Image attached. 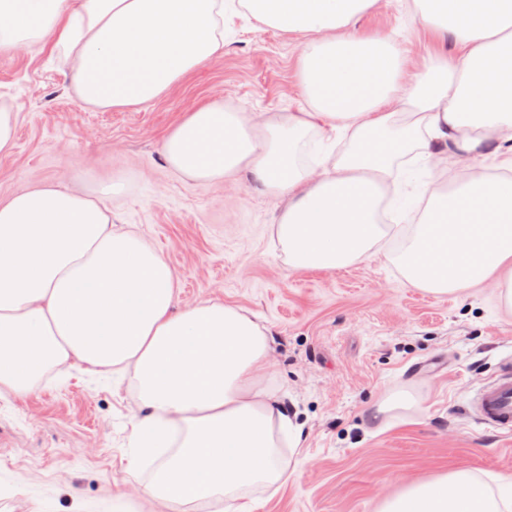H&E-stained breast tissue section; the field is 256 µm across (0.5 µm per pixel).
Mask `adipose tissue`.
Returning a JSON list of instances; mask_svg holds the SVG:
<instances>
[{
	"mask_svg": "<svg viewBox=\"0 0 512 512\" xmlns=\"http://www.w3.org/2000/svg\"><path fill=\"white\" fill-rule=\"evenodd\" d=\"M377 0H0V52L67 48L75 90L94 107L154 100L223 54L239 14L302 36V102L258 118L211 101L164 138L174 174L197 184L246 175L280 208L274 253L294 269L336 270L383 252L398 176L430 164L408 245L392 261L443 295L486 283L512 312V0H408L412 18L460 46L410 66L395 34L356 29ZM502 158L504 174L460 175ZM108 196L36 187L0 202V394L53 369L129 375L138 397L129 469L154 464L145 497L222 499L287 483L278 449L303 425L267 383L272 339L253 313L179 307L166 260L112 226ZM377 512H512V499L459 468L414 482Z\"/></svg>",
	"mask_w": 512,
	"mask_h": 512,
	"instance_id": "1",
	"label": "adipose tissue"
}]
</instances>
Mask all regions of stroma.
<instances>
[{
  "mask_svg": "<svg viewBox=\"0 0 512 512\" xmlns=\"http://www.w3.org/2000/svg\"><path fill=\"white\" fill-rule=\"evenodd\" d=\"M398 32L412 56L435 48L404 0H377L356 24ZM300 36L246 19L224 54L155 100L95 108L78 97L60 48L38 41L0 53V112L16 121L0 152V200L60 184L110 193L116 227L161 252L178 300H218L255 313L273 336L271 387L297 410V476L254 488L256 512H376L404 485L463 466L493 482L512 476V436L474 416L471 400L512 355V315L494 289L433 296L381 254L337 269H292L272 253L276 202L246 182L186 183L164 137L207 101L246 113L292 112L300 101ZM137 399L116 377L72 369L25 395H0V512H185L141 499L151 469L127 470Z\"/></svg>",
  "mask_w": 512,
  "mask_h": 512,
  "instance_id": "35a3bbf8",
  "label": "stroma"
}]
</instances>
